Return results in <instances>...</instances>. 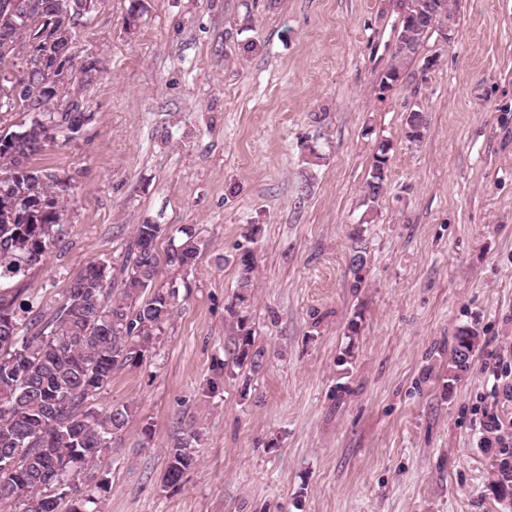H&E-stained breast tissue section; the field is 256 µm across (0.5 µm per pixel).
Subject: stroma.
I'll use <instances>...</instances> for the list:
<instances>
[{
  "instance_id": "35a3bbf8",
  "label": "stroma",
  "mask_w": 512,
  "mask_h": 512,
  "mask_svg": "<svg viewBox=\"0 0 512 512\" xmlns=\"http://www.w3.org/2000/svg\"><path fill=\"white\" fill-rule=\"evenodd\" d=\"M453 8L388 87L403 0H96L83 17L93 119L32 161L72 189L23 299L51 313L139 224L206 243L144 360L94 398L131 410L101 512H512L480 428L512 416L488 372L512 371V0ZM252 226L264 356L239 368L225 308ZM463 326L479 346L452 381ZM188 430L196 463L165 487ZM388 160L386 148L382 145L379 148V154L375 157V162L370 172L369 179L366 182L365 196L371 203H375L383 190Z\"/></svg>"
}]
</instances>
